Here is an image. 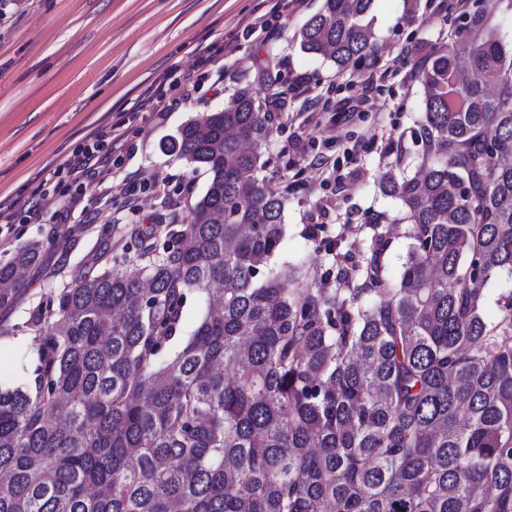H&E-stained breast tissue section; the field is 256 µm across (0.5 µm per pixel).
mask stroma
<instances>
[{
    "instance_id": "1",
    "label": "stroma",
    "mask_w": 512,
    "mask_h": 512,
    "mask_svg": "<svg viewBox=\"0 0 512 512\" xmlns=\"http://www.w3.org/2000/svg\"><path fill=\"white\" fill-rule=\"evenodd\" d=\"M277 0H0V201L33 197L40 172L58 163L94 127L123 115L128 155L108 185L107 203L87 221L82 203L60 188L45 203L38 224H15L0 232V262L20 243L43 238L67 224L68 239L46 252L44 268L31 271L28 291L7 317L23 322L32 304L61 285V267L92 261L102 247L115 259L134 257L132 228L182 222L208 183L204 170L176 160L165 146L188 120L223 109L238 89L286 97L263 152L260 176L283 196L284 232L278 261L302 262L304 281L315 288L336 285L338 268L358 263L359 244L370 227L382 225L391 241L388 272L398 278L408 250L400 204L382 194L378 177L390 165L410 167L426 150L421 139L423 89L414 75L434 47L448 40L459 14L431 15L429 0H374L376 60L337 71L329 60L305 53L297 41L302 24L322 0H305L281 19L274 41L242 39L257 5ZM239 39L234 60L213 51L209 80L189 99L162 114L136 111L146 87L165 75L190 69L200 48L216 35ZM234 70V82L224 79ZM373 71L384 77L374 109L362 118L324 121L308 156L330 157L307 164L293 151L311 112L325 102L359 94L358 79ZM305 76L309 90L288 86ZM135 195L137 205L127 202Z\"/></svg>"
}]
</instances>
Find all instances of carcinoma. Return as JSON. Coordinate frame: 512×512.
<instances>
[{
    "mask_svg": "<svg viewBox=\"0 0 512 512\" xmlns=\"http://www.w3.org/2000/svg\"><path fill=\"white\" fill-rule=\"evenodd\" d=\"M374 0H323L300 49L373 55ZM416 75L427 149L380 177L411 240L380 225L336 287L269 268L284 199L257 177L270 108L238 90L169 146L208 174L184 224L131 230L28 309L24 381L0 389V512H512V51L471 3ZM60 238L0 263V310ZM206 304L183 335L188 296ZM234 371L226 381L221 367Z\"/></svg>",
    "mask_w": 512,
    "mask_h": 512,
    "instance_id": "obj_1",
    "label": "carcinoma"
}]
</instances>
